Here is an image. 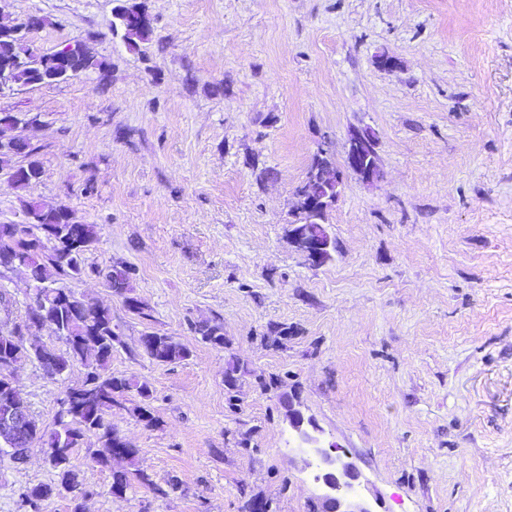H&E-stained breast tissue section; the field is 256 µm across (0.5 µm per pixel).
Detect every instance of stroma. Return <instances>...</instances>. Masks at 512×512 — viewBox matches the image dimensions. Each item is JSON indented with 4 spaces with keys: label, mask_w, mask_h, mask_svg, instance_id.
Listing matches in <instances>:
<instances>
[{
    "label": "stroma",
    "mask_w": 512,
    "mask_h": 512,
    "mask_svg": "<svg viewBox=\"0 0 512 512\" xmlns=\"http://www.w3.org/2000/svg\"><path fill=\"white\" fill-rule=\"evenodd\" d=\"M140 2L152 35L135 53L113 0H0V22L45 18L39 52L81 40L108 64L0 93L42 167L23 190L0 175V224L25 200L67 206L99 228L90 261L132 267L145 306L75 285L111 309L108 371L147 382L156 417L133 392L111 417L150 485L114 495L97 438L74 451L86 512H312L288 393L349 451L375 512H512V0ZM357 126L381 177L346 176L337 250L313 267L288 241L297 192L318 151L343 165ZM211 319L223 347L192 330ZM147 331L191 357L156 363ZM84 376L12 372L46 429ZM53 480L39 446L0 463V512Z\"/></svg>",
    "instance_id": "1"
}]
</instances>
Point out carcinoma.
Here are the masks:
<instances>
[{
    "label": "carcinoma",
    "mask_w": 512,
    "mask_h": 512,
    "mask_svg": "<svg viewBox=\"0 0 512 512\" xmlns=\"http://www.w3.org/2000/svg\"><path fill=\"white\" fill-rule=\"evenodd\" d=\"M113 33L120 36L126 48L141 51L150 41L152 33L148 20L130 19L131 10L145 13L139 3L114 0ZM30 19L19 23H0V68L10 69V87H29L61 82L81 74L103 70L104 61L86 52L76 57L61 58L57 53L41 56L40 70L33 71L23 60L29 57L31 47L27 41L13 35L15 29H29ZM22 119L12 112H0V171L18 189H24L40 179L42 167L34 159V150L14 131ZM24 155L27 163L11 164L15 155ZM25 222L14 225V233L8 239L0 238V257L8 254L23 265V272L31 281L33 293L30 304L33 312L25 319L12 318L11 297L0 291V359L8 358L13 365L35 359L45 374L63 376L75 362L87 369L83 380L66 389L69 406L57 415L55 428L43 429L34 417H29L35 441L50 451L48 460L55 471L50 484H38L23 493L19 508L23 512H43L44 504L64 490L71 494L72 512H84V502L91 495L78 471L71 466V456L89 434L98 437L105 451L94 456L103 466L121 460L134 464L137 449L120 447V434L112 427L108 416L112 407L129 392H136L141 404L135 406L140 420L151 425L155 422L149 400L152 391L148 383L133 377H118L105 373L112 359V350L122 344L119 327L112 323L109 308L92 301L87 295L66 285L68 281H82L94 277L102 281L112 293L122 297L129 311L146 316L143 303L133 295L132 269L112 264L88 262V254L98 240L97 227L76 221L66 206L45 207L34 201L23 202ZM40 326L51 328L54 336L64 343L65 350L57 352L45 345L12 340L10 336L24 334ZM200 339L214 347H224V328L218 321H203L194 326ZM143 351L159 364L186 360L190 349L174 337L156 332H146L140 339ZM151 485L141 472L127 469L112 472V493L123 494L132 480Z\"/></svg>",
    "instance_id": "cac0c4a2"
}]
</instances>
